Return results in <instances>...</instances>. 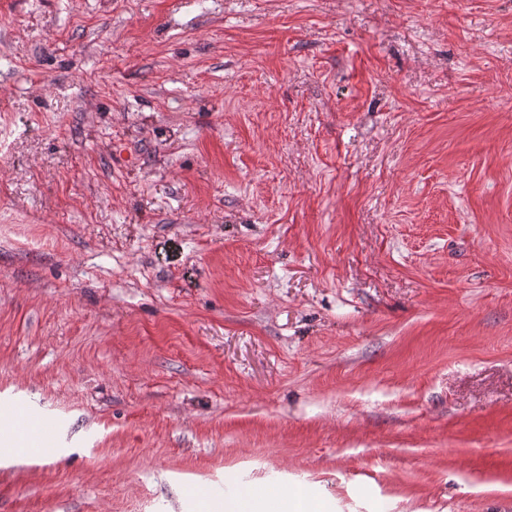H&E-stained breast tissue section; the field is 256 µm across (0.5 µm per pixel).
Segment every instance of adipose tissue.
I'll list each match as a JSON object with an SVG mask.
<instances>
[{"mask_svg": "<svg viewBox=\"0 0 512 512\" xmlns=\"http://www.w3.org/2000/svg\"><path fill=\"white\" fill-rule=\"evenodd\" d=\"M317 508L300 491L282 486L243 488L221 501L203 497L198 502L199 512H316Z\"/></svg>", "mask_w": 512, "mask_h": 512, "instance_id": "1", "label": "adipose tissue"}]
</instances>
